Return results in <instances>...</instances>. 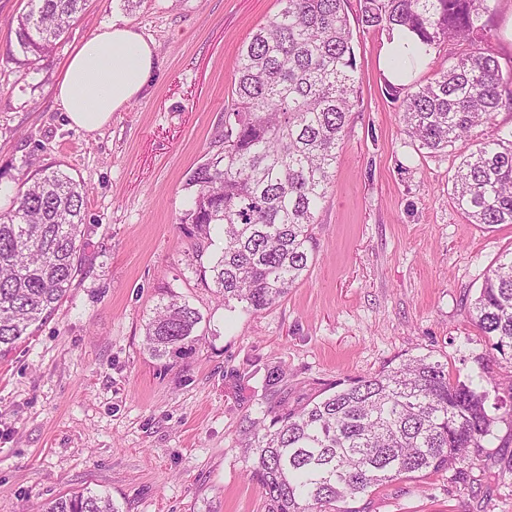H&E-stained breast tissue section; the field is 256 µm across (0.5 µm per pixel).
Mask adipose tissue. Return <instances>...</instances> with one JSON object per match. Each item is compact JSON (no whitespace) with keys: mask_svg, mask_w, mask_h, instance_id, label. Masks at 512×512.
Returning a JSON list of instances; mask_svg holds the SVG:
<instances>
[{"mask_svg":"<svg viewBox=\"0 0 512 512\" xmlns=\"http://www.w3.org/2000/svg\"><path fill=\"white\" fill-rule=\"evenodd\" d=\"M154 44L125 23L88 35L70 53L54 97L72 126L93 133L146 88Z\"/></svg>","mask_w":512,"mask_h":512,"instance_id":"1","label":"adipose tissue"}]
</instances>
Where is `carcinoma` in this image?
I'll return each instance as SVG.
<instances>
[{
	"label": "carcinoma",
	"mask_w": 512,
	"mask_h": 512,
	"mask_svg": "<svg viewBox=\"0 0 512 512\" xmlns=\"http://www.w3.org/2000/svg\"><path fill=\"white\" fill-rule=\"evenodd\" d=\"M85 0H28L17 45L31 65L53 50ZM347 0H280L282 8L243 43L222 148L189 175L181 220L222 241L202 282L224 308L258 313L302 281L313 259V225L336 163L356 90ZM491 0H360L365 29L402 27L427 48H470L403 98L418 148L445 152L512 104V67L485 47ZM87 188L46 169L0 211V358L34 335L78 272ZM455 204L472 224H512V130L460 155ZM471 321L512 361V252L501 254L472 303ZM204 317L176 295L155 308L145 346L165 361L200 339ZM286 373L266 369L275 395L242 425L251 474L266 512H361L353 503L402 477L454 470L467 484L512 406L460 380L448 363L411 355L395 366L288 402ZM43 512H120L107 494L61 495Z\"/></svg>",
	"instance_id": "1"
}]
</instances>
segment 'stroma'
Returning <instances> with one entry per match:
<instances>
[{
	"label": "stroma",
	"instance_id": "obj_1",
	"mask_svg": "<svg viewBox=\"0 0 512 512\" xmlns=\"http://www.w3.org/2000/svg\"><path fill=\"white\" fill-rule=\"evenodd\" d=\"M27 0H0V198L59 167L88 188L82 267L37 332L0 359V512H40L76 491L120 512H265L240 425L281 365L292 397L429 354L474 384L503 388L512 362L469 308L512 224L469 223L452 196L461 152L512 128V105L455 153L417 149L403 96L381 65L385 30L352 26L357 98L314 226L305 279L271 308L227 311L205 288L179 219L185 181L217 149L239 49L279 0H88L55 49L28 65L15 39ZM119 19L155 45L138 100L95 133L69 126L54 86L79 42ZM490 47L512 64V0H492ZM176 293L212 334L164 363L144 324ZM470 485L441 471L392 482L361 512H512V429L500 425Z\"/></svg>",
	"mask_w": 512,
	"mask_h": 512
}]
</instances>
